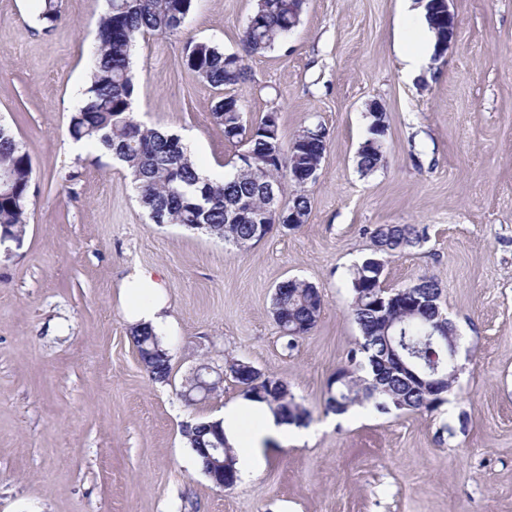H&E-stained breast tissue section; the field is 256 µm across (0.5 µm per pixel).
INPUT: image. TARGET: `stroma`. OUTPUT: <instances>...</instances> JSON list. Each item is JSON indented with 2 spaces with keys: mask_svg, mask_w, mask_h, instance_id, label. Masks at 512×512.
<instances>
[{
  "mask_svg": "<svg viewBox=\"0 0 512 512\" xmlns=\"http://www.w3.org/2000/svg\"><path fill=\"white\" fill-rule=\"evenodd\" d=\"M59 4L63 19L47 28L42 0H0V123L33 167L26 233L0 243V512H512V0H448L456 36L415 78L398 53L419 36L406 0H306L292 34L247 58L251 80L235 95L247 119L278 112L283 144L322 125L327 151L306 224L242 250L152 223L120 163L71 151L106 4ZM255 4L197 0L181 32L134 50L136 118L184 137L212 175L232 172L239 149L211 117L219 90L184 67V48L240 52ZM374 103L388 117L385 161L364 175ZM379 224L423 231L387 257L384 285L440 283L460 372L436 411L368 406L329 427L327 383L360 336L350 272ZM134 264L167 284L165 383L140 364L118 299ZM290 278L323 298L291 351L271 301ZM228 357L287 381L313 433L268 446L256 473L220 489L182 430L242 388L228 376L190 405L178 392Z\"/></svg>",
  "mask_w": 512,
  "mask_h": 512,
  "instance_id": "1",
  "label": "stroma"
}]
</instances>
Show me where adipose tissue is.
Masks as SVG:
<instances>
[{
  "label": "adipose tissue",
  "mask_w": 512,
  "mask_h": 512,
  "mask_svg": "<svg viewBox=\"0 0 512 512\" xmlns=\"http://www.w3.org/2000/svg\"><path fill=\"white\" fill-rule=\"evenodd\" d=\"M119 298L129 324L163 333L170 321L168 295L164 281L151 270L140 265L127 267ZM219 424L236 450V469L244 479L260 467L267 443L287 444L297 432L296 425L282 422L266 403L248 398L225 406Z\"/></svg>",
  "instance_id": "obj_1"
}]
</instances>
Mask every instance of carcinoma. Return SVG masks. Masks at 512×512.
I'll return each instance as SVG.
<instances>
[{"label": "carcinoma", "mask_w": 512, "mask_h": 512, "mask_svg": "<svg viewBox=\"0 0 512 512\" xmlns=\"http://www.w3.org/2000/svg\"><path fill=\"white\" fill-rule=\"evenodd\" d=\"M196 0H106L95 44L90 57L88 83L81 93L69 123V133L77 142L100 143L112 151L128 171L142 207L149 218H159L161 224L182 226L232 245L257 240V224L261 216L267 224L287 225L288 216L298 217L292 228L307 222L311 200L307 184L292 178L304 170L319 169L326 147L305 149V143L293 139L284 148L279 134L277 111L266 112L259 121L247 125L243 112L235 110L238 99L232 94L222 96L212 106L215 123L223 128L224 140L241 144L245 151L261 159V167L244 161L235 171L214 180L202 175L188 148L182 142H171L172 135L150 128L138 121L133 113L135 93L133 48L139 39L154 35L173 36L181 31L195 7ZM293 0H260L243 30L241 43L244 54L226 53L219 47L197 41L187 44L184 66L199 81L213 88L234 89L249 80L244 56L262 55L272 50L293 32L288 11ZM62 18L59 0H43L39 21L52 27ZM377 147L362 151L357 166L368 174L384 161V139ZM0 168L13 176V191L0 196V229L16 240L25 234L27 205L32 182V164L16 136L0 125ZM294 183L296 190L286 201V210L279 218L270 216L267 186L282 188V181ZM246 202L247 216L230 223L226 211L239 202ZM374 244L373 255H392L419 245L423 235L413 224H381L368 230ZM384 268L367 261L351 272V289L383 288ZM316 286L295 279L276 286L272 296L273 311L278 313L285 348H295L298 337L288 334L300 329L308 334L320 319L322 305ZM403 300L428 301L442 295V288L432 278L422 277L414 288H403ZM351 315L361 336L350 351L348 364L336 374L347 378V394L343 397L328 392L326 410L343 414L349 406L374 404L377 411L437 410L444 397L411 387L394 375L381 377L379 388L368 392L369 379L360 375L363 366L387 355L386 342L399 346L422 366L448 369V347L443 336H431L434 321L410 314L397 306L383 315L377 314L366 302L351 305ZM132 341L145 362L152 380L166 382L170 378V354L153 331L131 330ZM261 393L254 397L268 404L280 417L294 424H308L310 412L291 392L283 379L263 375ZM187 446L195 451L204 443L225 442L217 424L188 426L182 430Z\"/></svg>", "instance_id": "carcinoma-1"}]
</instances>
